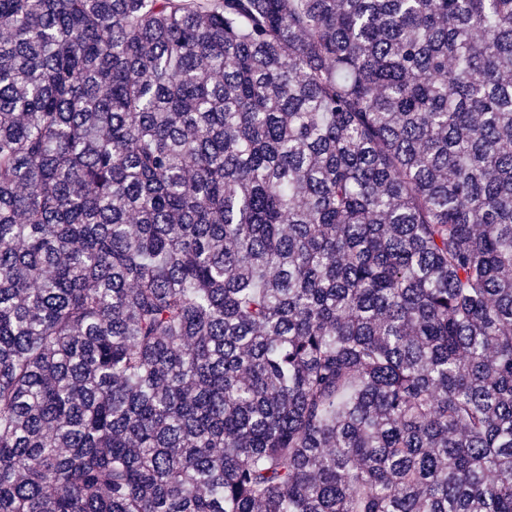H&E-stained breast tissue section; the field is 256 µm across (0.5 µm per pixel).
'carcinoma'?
I'll use <instances>...</instances> for the list:
<instances>
[{
  "instance_id": "cac0c4a2",
  "label": "carcinoma",
  "mask_w": 512,
  "mask_h": 512,
  "mask_svg": "<svg viewBox=\"0 0 512 512\" xmlns=\"http://www.w3.org/2000/svg\"><path fill=\"white\" fill-rule=\"evenodd\" d=\"M0 512H512V0H0Z\"/></svg>"
}]
</instances>
